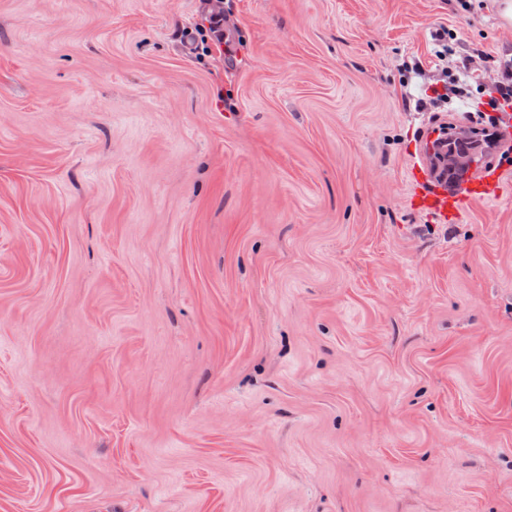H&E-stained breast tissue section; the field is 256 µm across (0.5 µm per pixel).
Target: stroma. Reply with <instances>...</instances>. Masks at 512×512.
I'll use <instances>...</instances> for the list:
<instances>
[{
  "mask_svg": "<svg viewBox=\"0 0 512 512\" xmlns=\"http://www.w3.org/2000/svg\"><path fill=\"white\" fill-rule=\"evenodd\" d=\"M0 0V512H512V141L415 108L493 0ZM413 71H405L404 63ZM465 173L448 176L447 180H442L441 190L417 198L415 205L440 215L446 223L457 219L463 208L473 209L477 203L498 194V180L484 176L475 181L467 196H456L455 187Z\"/></svg>",
  "mask_w": 512,
  "mask_h": 512,
  "instance_id": "stroma-1",
  "label": "stroma"
}]
</instances>
